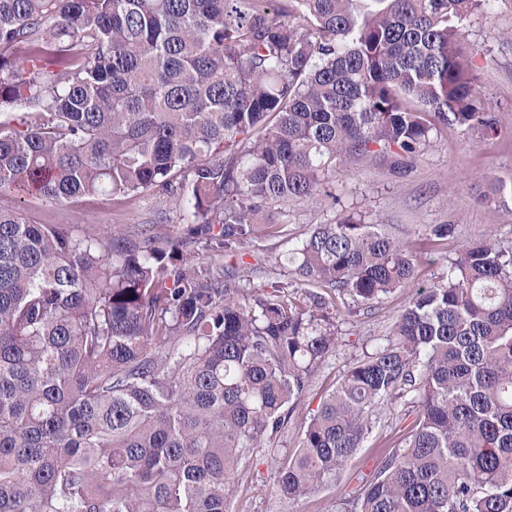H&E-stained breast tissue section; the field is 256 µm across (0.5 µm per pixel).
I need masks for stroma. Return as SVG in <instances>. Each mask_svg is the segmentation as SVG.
Returning a JSON list of instances; mask_svg holds the SVG:
<instances>
[{
    "mask_svg": "<svg viewBox=\"0 0 512 512\" xmlns=\"http://www.w3.org/2000/svg\"><path fill=\"white\" fill-rule=\"evenodd\" d=\"M461 33L466 43L479 49L473 64L485 106L498 122L496 136L485 139L477 132L451 126L434 138L410 170L396 172L390 162L377 160L351 172L337 173L328 184L334 202L293 204L282 234L258 236L248 244L244 257L227 255L219 259L221 264L246 263L254 270L251 284L255 287L280 282L295 288L296 281L284 263L288 253L307 237L313 225L332 223L344 211L361 214L372 224L402 225L416 262V280L424 284L433 282L465 243L493 235L512 246V207L503 206L488 194L491 176L512 179V0H493L487 12L464 22ZM0 206L18 209L29 223L67 224L80 233L112 225L128 228L160 223L170 238L179 239L187 230L182 213L166 208L147 193L67 201L0 193ZM431 224L455 225L456 234L445 248H438L431 238L427 230ZM410 295L409 289H400L383 297L372 313L361 310L340 317L339 343L316 368L311 386L281 439L283 450L298 446L299 430L321 399L335 388L363 350L382 343ZM408 426L401 405L379 409L375 440L348 462L337 485L298 502L275 496V461L266 449H254L246 459L232 512H336L340 493L360 488L374 470L380 451L378 437L396 440Z\"/></svg>",
    "mask_w": 512,
    "mask_h": 512,
    "instance_id": "stroma-1",
    "label": "stroma"
}]
</instances>
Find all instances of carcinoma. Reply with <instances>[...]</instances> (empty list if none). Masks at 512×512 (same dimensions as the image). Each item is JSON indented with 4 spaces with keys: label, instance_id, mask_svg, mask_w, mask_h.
Wrapping results in <instances>:
<instances>
[{
    "label": "carcinoma",
    "instance_id": "cac0c4a2",
    "mask_svg": "<svg viewBox=\"0 0 512 512\" xmlns=\"http://www.w3.org/2000/svg\"><path fill=\"white\" fill-rule=\"evenodd\" d=\"M490 2L0 0V192L151 193L188 224L77 233L0 208V512H229L251 448L305 498L397 402L410 428L343 512H512V246L472 242L417 284L407 241L343 214L288 254L299 294L186 251L276 236L327 177L408 164L450 126L494 134L459 40ZM488 193L512 201V179ZM400 288L390 336L279 453L336 299L369 312Z\"/></svg>",
    "mask_w": 512,
    "mask_h": 512
}]
</instances>
